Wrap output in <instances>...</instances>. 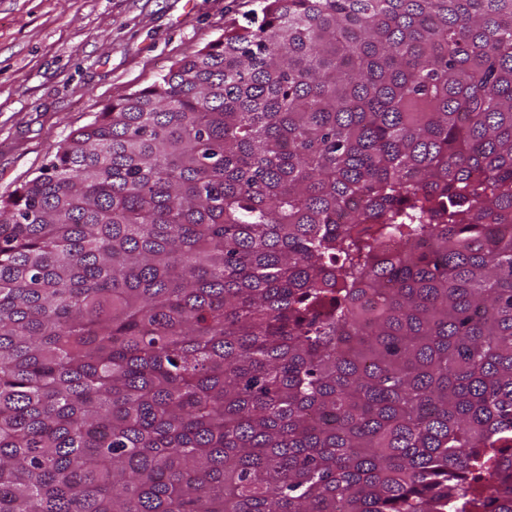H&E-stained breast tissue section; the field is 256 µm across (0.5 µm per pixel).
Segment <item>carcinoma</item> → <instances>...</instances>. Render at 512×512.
<instances>
[{"label": "carcinoma", "mask_w": 512, "mask_h": 512, "mask_svg": "<svg viewBox=\"0 0 512 512\" xmlns=\"http://www.w3.org/2000/svg\"><path fill=\"white\" fill-rule=\"evenodd\" d=\"M261 12L0 196V512H512V0Z\"/></svg>", "instance_id": "obj_1"}]
</instances>
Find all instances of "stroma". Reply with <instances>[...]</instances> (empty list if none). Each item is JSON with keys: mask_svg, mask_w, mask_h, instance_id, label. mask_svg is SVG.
<instances>
[{"mask_svg": "<svg viewBox=\"0 0 512 512\" xmlns=\"http://www.w3.org/2000/svg\"><path fill=\"white\" fill-rule=\"evenodd\" d=\"M260 0H0V196Z\"/></svg>", "mask_w": 512, "mask_h": 512, "instance_id": "35a3bbf8", "label": "stroma"}]
</instances>
